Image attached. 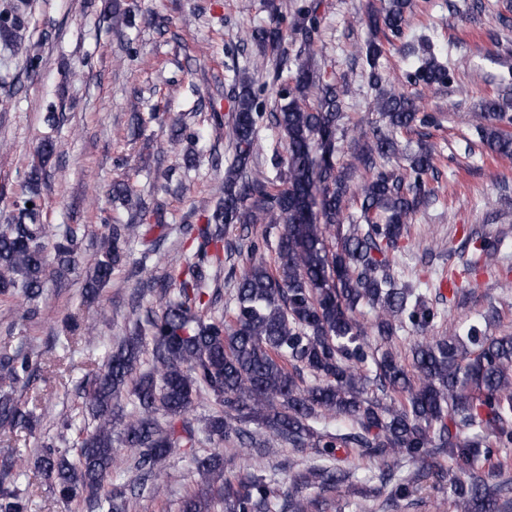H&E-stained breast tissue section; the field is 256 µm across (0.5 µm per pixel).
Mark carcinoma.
<instances>
[{
  "instance_id": "1",
  "label": "carcinoma",
  "mask_w": 512,
  "mask_h": 512,
  "mask_svg": "<svg viewBox=\"0 0 512 512\" xmlns=\"http://www.w3.org/2000/svg\"><path fill=\"white\" fill-rule=\"evenodd\" d=\"M23 6L15 0L10 14L0 15V38L14 56L32 60L35 46L11 38L12 17ZM411 7L412 0H380L366 15L368 26L386 38L360 50L374 90L371 110L383 126L356 129L362 144L355 167L369 174L358 185L352 170L336 163L346 134L345 86L306 59L314 52L317 4L311 0L287 20L247 31L246 40L275 57L280 104L269 121L287 147L284 171L273 179L253 172L263 114L250 69L238 70L229 121L233 154L206 223L184 227L197 243L193 258L161 289V313L136 319L106 353L85 392L78 446H46L33 458L61 501L84 512H127L126 490L108 486L113 472L135 470L158 497V477L177 451L226 441L258 448L247 429L255 424L297 451L310 448L338 463L354 452L380 459L378 480L391 487L385 510L399 507L424 476L402 474L405 462L447 471L454 512L512 509V481L503 478L512 471V336H489L475 325L463 335L429 336L441 312L420 289L400 283V242L431 200L427 176L437 156L434 144L420 141L403 170L379 165L399 151L398 135L417 122H437L379 72L385 45L404 36ZM290 35L302 36L303 50L293 57L285 50ZM411 78L428 88L444 86L450 71L426 47ZM469 124L490 153L512 159V132L503 128L512 125L508 97L482 101ZM181 141L182 123L175 119L158 153L178 152ZM54 149L52 140H43L15 199L17 214L0 224V298H21L31 316L38 314L47 275L62 279L74 268L82 237L79 224L40 222L42 171ZM111 193L139 222L103 225L97 258L85 271L89 304L134 245L141 247L139 271L151 270L164 237L150 238L143 229L159 207L124 181L112 183ZM351 205L356 212L346 225ZM256 224L279 228L275 266L256 258L251 246L232 311L208 313L215 303L204 300L211 271L221 268L222 253L241 251L224 241V232ZM367 310L374 313L368 330L357 319ZM63 328L67 341L81 333L91 341V328L75 318ZM33 362L19 352L0 356V431L32 427L34 412L14 390L27 383ZM203 397L213 399L214 411L198 428L188 414ZM124 398L132 408L121 418L116 409ZM340 420L349 426H331ZM8 456L0 470V512H28L29 498L17 487L28 460L11 450ZM194 463L197 488L183 495L179 512H328L347 477L338 466L297 470L285 492L258 469L244 478L225 475L216 450ZM311 486L320 495H301Z\"/></svg>"
}]
</instances>
